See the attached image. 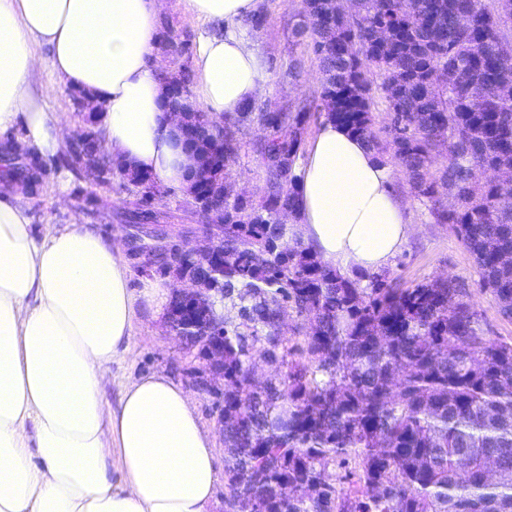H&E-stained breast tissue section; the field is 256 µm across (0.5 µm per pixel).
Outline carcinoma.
<instances>
[{"mask_svg":"<svg viewBox=\"0 0 512 512\" xmlns=\"http://www.w3.org/2000/svg\"><path fill=\"white\" fill-rule=\"evenodd\" d=\"M323 80L318 99L293 112L215 118L193 107L191 71L163 73L170 103L192 130L189 173L198 214L224 221L218 287L238 308L224 319V512L259 499L263 512H512V343L490 340L464 285L438 277L411 288L385 274L342 275L310 246L284 240L274 215L296 213L294 164L301 130L324 115L379 147L370 75L382 76L387 133L415 197L433 203L474 256L481 287L512 318V185L479 171L512 169V0H304ZM389 29L385 41L373 29ZM263 127L267 190L253 204L226 194L225 171L239 136ZM442 175L429 169L440 150ZM26 192L42 172L31 158L3 153ZM125 189L162 194L152 174L105 158ZM448 195L453 203L445 204ZM164 215L138 207L125 221L141 230ZM171 244L154 248L150 269L168 272ZM310 323L301 359L281 379L250 377L263 345L271 362L291 354L280 335L283 307ZM168 315L203 354L209 321L175 296ZM345 468L351 487L333 473Z\"/></svg>","mask_w":512,"mask_h":512,"instance_id":"obj_1","label":"carcinoma"}]
</instances>
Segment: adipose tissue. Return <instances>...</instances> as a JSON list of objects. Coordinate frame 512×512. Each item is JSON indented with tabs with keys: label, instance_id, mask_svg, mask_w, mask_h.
<instances>
[{
	"label": "adipose tissue",
	"instance_id": "1",
	"mask_svg": "<svg viewBox=\"0 0 512 512\" xmlns=\"http://www.w3.org/2000/svg\"><path fill=\"white\" fill-rule=\"evenodd\" d=\"M186 3L222 26L198 38L192 102L235 115L265 90L238 28L257 0ZM161 9V0H0V134L25 127L12 152L45 157L82 133L46 109L60 84L102 108L112 159L184 182L194 160L164 107ZM46 60L51 84L35 79ZM299 198V236L340 272L384 267L416 231L388 167L333 122L311 143ZM169 294L131 288L121 247L82 220L34 235L15 175L0 170V512H209L217 456L184 391L151 375L124 387L116 406L104 399L141 308L160 313Z\"/></svg>",
	"mask_w": 512,
	"mask_h": 512
}]
</instances>
